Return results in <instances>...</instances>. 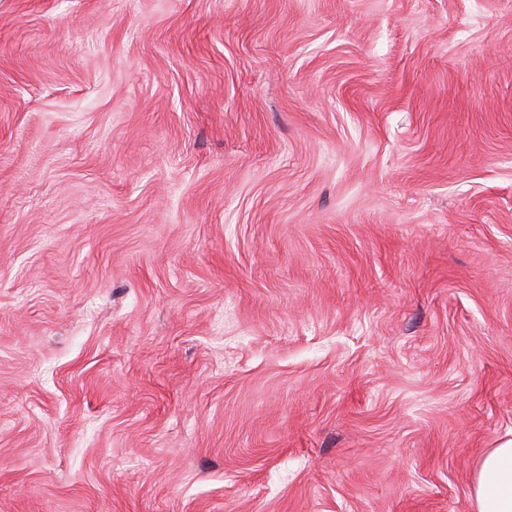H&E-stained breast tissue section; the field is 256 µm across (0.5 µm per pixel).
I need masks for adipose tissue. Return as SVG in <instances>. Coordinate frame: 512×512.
Returning <instances> with one entry per match:
<instances>
[{
	"mask_svg": "<svg viewBox=\"0 0 512 512\" xmlns=\"http://www.w3.org/2000/svg\"><path fill=\"white\" fill-rule=\"evenodd\" d=\"M473 491L477 512H512V437L481 456Z\"/></svg>",
	"mask_w": 512,
	"mask_h": 512,
	"instance_id": "1",
	"label": "adipose tissue"
}]
</instances>
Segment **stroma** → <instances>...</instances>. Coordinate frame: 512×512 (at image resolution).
<instances>
[{
    "label": "stroma",
    "mask_w": 512,
    "mask_h": 512,
    "mask_svg": "<svg viewBox=\"0 0 512 512\" xmlns=\"http://www.w3.org/2000/svg\"><path fill=\"white\" fill-rule=\"evenodd\" d=\"M512 431V0H0V512H476Z\"/></svg>",
    "instance_id": "35a3bbf8"
}]
</instances>
